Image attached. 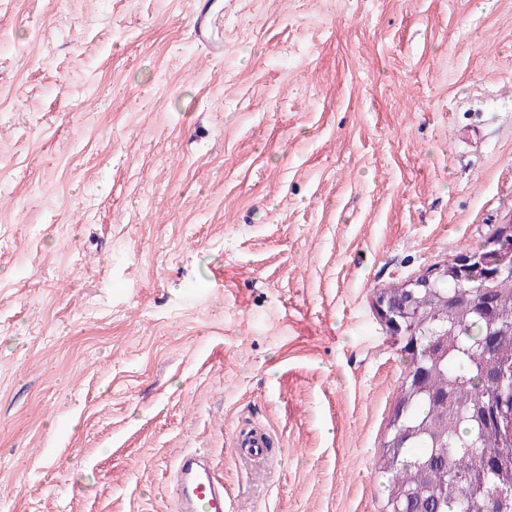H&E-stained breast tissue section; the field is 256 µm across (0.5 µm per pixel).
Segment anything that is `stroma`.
<instances>
[{"instance_id":"35a3bbf8","label":"stroma","mask_w":512,"mask_h":512,"mask_svg":"<svg viewBox=\"0 0 512 512\" xmlns=\"http://www.w3.org/2000/svg\"><path fill=\"white\" fill-rule=\"evenodd\" d=\"M219 2L0 0V512H381L374 292L512 221V0ZM191 14L196 38L205 43L212 54L219 56L224 49V30L219 15L210 13L202 0L194 1ZM235 447L241 448L243 455L251 460H262L273 447L270 435L264 430H255L245 435L239 434L235 440ZM173 477L176 512H230L231 501L224 495V483L203 454H181Z\"/></svg>"}]
</instances>
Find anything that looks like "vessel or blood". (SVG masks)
<instances>
[{
    "label": "vessel or blood",
    "mask_w": 512,
    "mask_h": 512,
    "mask_svg": "<svg viewBox=\"0 0 512 512\" xmlns=\"http://www.w3.org/2000/svg\"><path fill=\"white\" fill-rule=\"evenodd\" d=\"M192 27L196 38L207 45L212 54L224 49V30L219 16L210 13L204 0H195ZM235 445L245 457L264 459L273 441L263 430L238 435ZM173 494L175 512H230L231 501L224 493V484L203 454L187 451L179 456L174 469Z\"/></svg>",
    "instance_id": "obj_1"
}]
</instances>
